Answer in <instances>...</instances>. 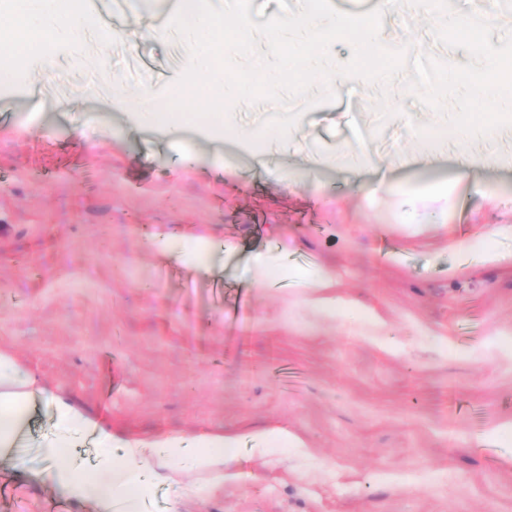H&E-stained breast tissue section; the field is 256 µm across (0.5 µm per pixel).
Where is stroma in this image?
I'll return each mask as SVG.
<instances>
[{
	"label": "stroma",
	"instance_id": "stroma-1",
	"mask_svg": "<svg viewBox=\"0 0 512 512\" xmlns=\"http://www.w3.org/2000/svg\"><path fill=\"white\" fill-rule=\"evenodd\" d=\"M158 2L99 0L58 26L70 51L0 70V350L119 438H236L221 487L147 473L151 512H512V234L492 233L512 225V130L463 143L482 162L428 220L407 193L434 176L439 116L401 78L304 110L284 141L265 101L234 103L225 141L182 114L153 132L120 103L178 93ZM380 38L468 60L412 7ZM252 135L276 176L232 143ZM325 267L336 285L307 287ZM29 430L0 512H94L38 480L47 403Z\"/></svg>",
	"mask_w": 512,
	"mask_h": 512
}]
</instances>
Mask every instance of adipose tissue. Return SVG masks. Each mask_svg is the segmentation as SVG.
I'll use <instances>...</instances> for the list:
<instances>
[{
    "mask_svg": "<svg viewBox=\"0 0 512 512\" xmlns=\"http://www.w3.org/2000/svg\"><path fill=\"white\" fill-rule=\"evenodd\" d=\"M49 402L55 414L56 433L49 454L68 457L75 433L92 437L100 449L91 476L75 466L61 465L42 476L43 482L67 498L86 501L96 512H143L149 493L143 471L158 462L170 472L191 461L212 473L214 483L224 481V458L232 453L234 437L204 432L188 439L170 434L160 439L124 440L112 427L76 408L69 399L41 385L30 373H17L11 356L0 352V460L16 456L15 444L35 399Z\"/></svg>",
    "mask_w": 512,
    "mask_h": 512,
    "instance_id": "ef3b65f1",
    "label": "adipose tissue"
}]
</instances>
